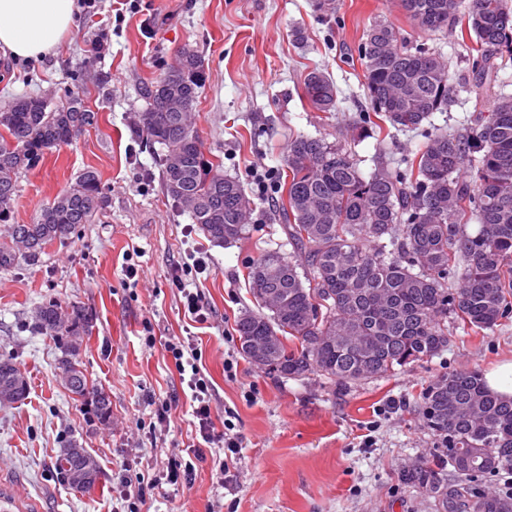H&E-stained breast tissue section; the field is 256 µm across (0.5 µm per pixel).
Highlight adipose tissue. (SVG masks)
<instances>
[{"label": "adipose tissue", "mask_w": 512, "mask_h": 512, "mask_svg": "<svg viewBox=\"0 0 512 512\" xmlns=\"http://www.w3.org/2000/svg\"><path fill=\"white\" fill-rule=\"evenodd\" d=\"M76 0H0V47L13 59H42L73 30Z\"/></svg>", "instance_id": "1"}]
</instances>
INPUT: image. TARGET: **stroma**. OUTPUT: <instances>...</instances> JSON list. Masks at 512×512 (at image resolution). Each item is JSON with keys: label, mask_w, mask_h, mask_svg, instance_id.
Here are the masks:
<instances>
[{"label": "stroma", "mask_w": 512, "mask_h": 512, "mask_svg": "<svg viewBox=\"0 0 512 512\" xmlns=\"http://www.w3.org/2000/svg\"><path fill=\"white\" fill-rule=\"evenodd\" d=\"M377 17L464 69L456 34L412 30L395 0H339L332 25L316 0H96L43 60L0 53V106L32 93L58 97L79 78L96 115L76 142L47 152L22 175L11 223H32L88 169L98 173L105 196L94 223L54 243L40 263L0 272V356L14 358L29 383L24 402L0 406V489L16 495L21 512H129L124 482L182 456L197 421L165 343L185 335L202 353L216 432L234 424L243 447L230 465L232 483H215L213 464L224 451L210 448L183 490L146 489L142 512H436L424 490L399 478L421 467L442 483L454 480L434 461L419 396L450 371L485 373L512 361V319L485 336L454 335L439 357L346 388L316 374H269L242 354L235 327L253 306L247 266L286 241L274 220L279 201L259 195L255 177L283 176L292 138L332 141L357 120L367 104L358 46ZM297 28L303 41L292 36ZM185 46L201 55L206 72L195 108L198 134L223 159L225 175L256 197L248 234L237 242L211 243L173 205L156 156L132 133L145 108L142 87ZM316 67L336 84L337 112L317 111L303 96L302 80ZM422 144L415 133L399 132L360 139L355 152L367 173ZM195 250L207 257L201 274L182 269ZM130 265L137 280L126 276ZM177 273L183 288L201 294L208 322L185 315ZM50 299L80 305L91 319L81 361L111 397L110 426L93 422L73 399L56 374L54 342L28 326L32 309ZM70 439L100 464L94 492H76L52 476L54 457Z\"/></svg>", "instance_id": "obj_1"}]
</instances>
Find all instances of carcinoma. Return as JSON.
Returning <instances> with one entry per match:
<instances>
[{"label":"carcinoma","mask_w":512,"mask_h":512,"mask_svg":"<svg viewBox=\"0 0 512 512\" xmlns=\"http://www.w3.org/2000/svg\"><path fill=\"white\" fill-rule=\"evenodd\" d=\"M410 24L425 32L459 30L466 72L453 83L449 63L401 28L376 19L358 57L370 110L329 142L300 135L284 159L278 222L293 255L267 249L247 270L256 309L237 320L246 358L270 341L273 373L319 374L347 387L384 377L395 367L428 361L446 350L449 330L479 335L512 317V95L496 90L512 61L509 0H397ZM205 83L201 56L184 47L171 67L145 86L146 108L136 133L157 151L163 189L213 243L242 239L255 208L222 162L205 156L195 128V103ZM464 91L475 110L462 133L427 130L424 121ZM303 96L321 112L337 108L329 75L310 70ZM74 80L54 104L27 96L0 111V271L35 265L46 248L90 224L104 205L98 174L86 170L31 224H9L19 179L45 152L68 145L93 125ZM414 131L421 148L368 174L351 144L390 129ZM477 230L468 231L471 223ZM33 329L61 352L57 373L99 424L112 419V401L87 377L80 360L90 318L76 305L42 302ZM28 381L0 358V405L23 401ZM420 413L434 438L438 465L459 483L439 484L431 471L403 475L427 489L438 512H512V399L488 389L476 369L450 371L421 393ZM59 449L56 477L69 487L77 473L99 479L98 461Z\"/></svg>","instance_id":"carcinoma-1"}]
</instances>
